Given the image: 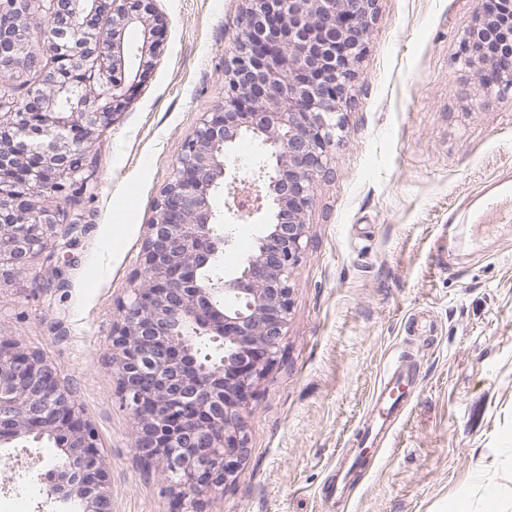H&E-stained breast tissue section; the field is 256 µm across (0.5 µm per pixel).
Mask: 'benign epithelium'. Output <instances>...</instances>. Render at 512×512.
<instances>
[{"instance_id":"1","label":"benign epithelium","mask_w":512,"mask_h":512,"mask_svg":"<svg viewBox=\"0 0 512 512\" xmlns=\"http://www.w3.org/2000/svg\"><path fill=\"white\" fill-rule=\"evenodd\" d=\"M0 0V103L16 83L39 88L0 112V275L27 270L57 234L49 193L68 200L93 183L94 135L114 123L127 83L160 53L153 0ZM225 63L224 106L205 112L155 203L141 279L112 330L119 394L136 420L135 450L163 464L180 512H203L247 453L243 411L288 325L292 274L308 245L314 183L344 130L356 67L378 0H245ZM44 20V37H32ZM136 30V51L126 33ZM479 72L486 93L512 90V43ZM245 135L258 142V177L230 164ZM233 192L222 198L224 186ZM262 225L231 274L205 278L231 236L219 224ZM224 359L198 358V339ZM50 437L63 451L44 480L59 502L112 512V475L76 390L34 350L0 339V445Z\"/></svg>"}]
</instances>
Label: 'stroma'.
Segmentation results:
<instances>
[{
  "mask_svg": "<svg viewBox=\"0 0 512 512\" xmlns=\"http://www.w3.org/2000/svg\"><path fill=\"white\" fill-rule=\"evenodd\" d=\"M244 0H155L163 51L94 137L93 187L60 202L62 285L41 261L0 279V338L40 351L77 390L112 471V512H171L161 465L135 455L112 326L154 203L202 113L224 99ZM478 0H378L345 131L315 181L288 328L245 411L248 456L205 512H512V93L460 60ZM413 390L385 446L326 497L395 362ZM55 454L0 446V512H59L34 492Z\"/></svg>",
  "mask_w": 512,
  "mask_h": 512,
  "instance_id": "1",
  "label": "stroma"
}]
</instances>
